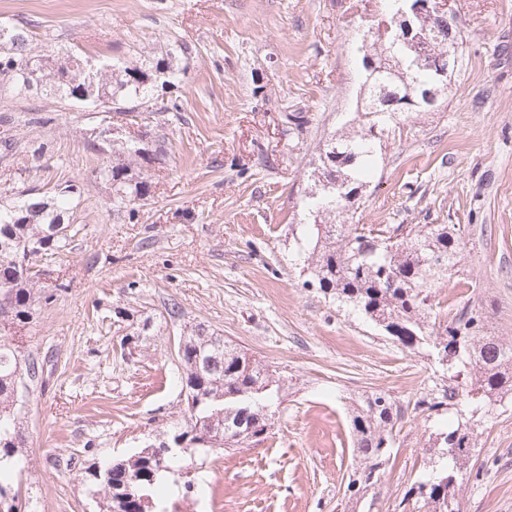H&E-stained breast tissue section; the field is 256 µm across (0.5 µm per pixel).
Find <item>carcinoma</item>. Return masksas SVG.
<instances>
[{"label": "carcinoma", "instance_id": "obj_1", "mask_svg": "<svg viewBox=\"0 0 512 512\" xmlns=\"http://www.w3.org/2000/svg\"><path fill=\"white\" fill-rule=\"evenodd\" d=\"M419 27L430 40L428 63L414 64L412 53L397 40L396 28L386 37L368 34L374 55L397 59L396 70L386 78L362 82L364 102L351 119L350 129L331 135L322 152L339 151L348 157L339 163L319 161L312 172L314 189L301 200L305 236L300 250L308 252L310 284L341 305L349 306L379 328L387 337L410 350L428 348L446 375L448 385L441 391L423 394L416 409L430 415L443 407L471 412L464 422L446 424L436 435L434 453L441 465L432 475L415 481L403 501L427 512H460L457 500L462 465L477 447V422L495 406L512 400V342L486 331L483 313L463 307L444 323L433 312L435 289L447 281L458 263L463 240L449 224H395L374 229L349 221L352 198L373 174L378 146L389 130L388 107L382 101L398 98L406 121L412 112H422L429 104L425 94L431 89L442 96L448 87L435 83L434 69L447 65L458 69L461 61L458 33L441 35L448 27L442 15L423 16ZM13 45L11 58L0 55V75L12 72L9 86L18 91L36 87L50 97H64L95 109L100 101L112 103V111L133 114L136 108L164 95L176 86L180 69L173 58L150 62L121 63L92 84L86 81L79 62L88 59L77 49H36L28 33L0 24V44ZM168 70L165 82L150 80L152 72ZM120 136L106 143L89 138L87 148L112 153L113 160L101 164L96 177L110 185L112 208L136 216L130 204L149 195L146 171L164 158L162 149L150 150ZM343 178L351 198L336 187L321 189L326 179ZM80 193L76 184H67L49 194L35 188L18 194L10 203L0 202V464L19 465V449L25 447L24 421L16 409L18 394L43 380L44 361L25 354L15 336L29 324L37 307L54 299L65 283L49 290L37 279L20 276V263L45 260L56 254L73 237L72 198ZM25 359L23 375H16L17 357ZM181 369V393L187 413L184 426L207 420L210 427L226 432L225 443L202 448H240L267 433L272 418L268 408L286 397V378L232 347L221 336H209L202 325L191 329L185 345L177 347ZM398 410L391 398L373 393L356 403L351 425L355 437V463L348 474L346 490L356 495L377 484L394 445L393 430ZM195 449L168 454L164 464L132 455L87 472L89 491L103 497L105 512H129L133 503L122 495L146 496L155 500L157 488L170 476L188 473L194 464ZM0 512H24L19 488L13 477L0 473Z\"/></svg>", "mask_w": 512, "mask_h": 512}]
</instances>
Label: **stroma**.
<instances>
[{"mask_svg":"<svg viewBox=\"0 0 512 512\" xmlns=\"http://www.w3.org/2000/svg\"><path fill=\"white\" fill-rule=\"evenodd\" d=\"M378 0H0V22L36 44L141 61L187 46L171 95L151 115L147 200L112 209L86 149L91 109L0 86V120L16 143L0 160V198L22 186L82 188L78 233L44 266L67 288L16 336L47 359L23 398L30 512H103L81 476L184 421L174 346L211 333L288 379L266 439L196 455L193 489L170 483L154 512H408L402 499L434 461L448 414L414 412L446 380L426 351L393 343L307 286L296 242L301 197L327 137L360 94L361 35ZM462 61L444 102L390 133L354 215L358 224H453L464 246L435 312L465 304L512 341V0H456ZM302 115L301 125L286 113ZM41 158H34L35 149ZM24 171V182L14 180ZM178 305L180 320L166 321ZM389 395L404 417L379 484L348 496L350 415ZM458 491L461 512H512V402L483 419Z\"/></svg>","mask_w":512,"mask_h":512,"instance_id":"35a3bbf8","label":"stroma"}]
</instances>
